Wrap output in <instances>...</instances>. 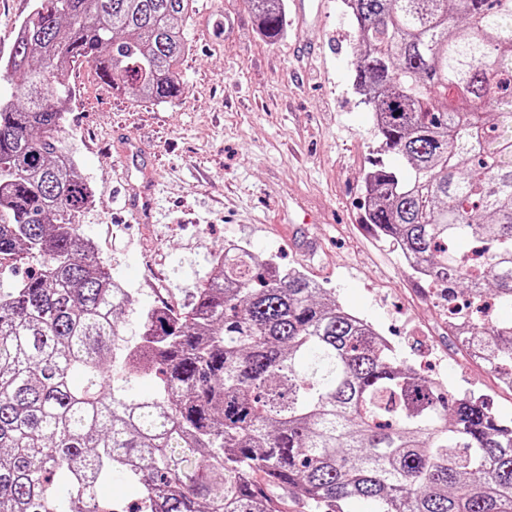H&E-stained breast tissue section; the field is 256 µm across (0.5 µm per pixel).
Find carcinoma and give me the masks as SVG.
I'll use <instances>...</instances> for the list:
<instances>
[{"instance_id":"1","label":"carcinoma","mask_w":512,"mask_h":512,"mask_svg":"<svg viewBox=\"0 0 512 512\" xmlns=\"http://www.w3.org/2000/svg\"><path fill=\"white\" fill-rule=\"evenodd\" d=\"M194 2L37 0L0 58V260L40 258L0 288V512H512V417L246 246L124 335L131 293L76 222L94 192L62 136L71 70L178 97ZM282 2L249 0L268 39ZM346 2L356 89L410 171L373 165L366 221L444 301L467 295L476 313L448 335L512 387V0ZM146 378L155 392L132 395ZM114 470L143 510L103 494Z\"/></svg>"}]
</instances>
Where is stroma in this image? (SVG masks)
Instances as JSON below:
<instances>
[{
    "label": "stroma",
    "instance_id": "35a3bbf8",
    "mask_svg": "<svg viewBox=\"0 0 512 512\" xmlns=\"http://www.w3.org/2000/svg\"><path fill=\"white\" fill-rule=\"evenodd\" d=\"M287 21L272 42L248 0H196L184 90L163 104L106 92L75 63L65 141L95 194L80 234L132 293L122 327L135 332L144 308H183L213 256L239 243L327 288L445 389L511 415L512 389L465 358L441 303L366 222L378 137L354 87L345 0H313L305 23ZM148 182L153 219L142 223L125 194Z\"/></svg>",
    "mask_w": 512,
    "mask_h": 512
}]
</instances>
